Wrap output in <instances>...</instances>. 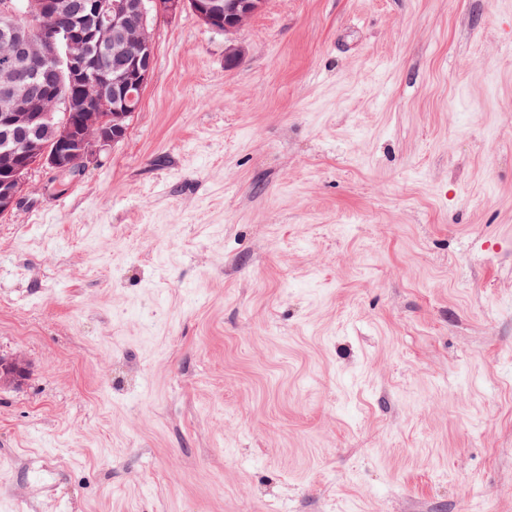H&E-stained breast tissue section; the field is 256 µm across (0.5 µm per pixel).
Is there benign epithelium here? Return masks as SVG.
<instances>
[{
	"instance_id": "obj_1",
	"label": "benign epithelium",
	"mask_w": 512,
	"mask_h": 512,
	"mask_svg": "<svg viewBox=\"0 0 512 512\" xmlns=\"http://www.w3.org/2000/svg\"><path fill=\"white\" fill-rule=\"evenodd\" d=\"M264 0H87L79 17L33 30L19 20L14 6L0 9V24L11 32V53L0 63V213L11 211L25 191L26 176L37 167L59 175H74L98 161L102 152L123 141L129 119L137 111L154 63L152 20L160 13L191 9L210 29L237 32ZM57 0H28L23 15L55 18ZM93 45L112 49L117 64L101 69ZM52 71L68 85V107L56 123L53 142L18 134L37 131L52 120L45 100L57 88L45 85L33 93L34 67ZM19 385L25 379L24 360L1 361Z\"/></svg>"
}]
</instances>
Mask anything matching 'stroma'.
<instances>
[{"label": "stroma", "instance_id": "obj_1", "mask_svg": "<svg viewBox=\"0 0 512 512\" xmlns=\"http://www.w3.org/2000/svg\"><path fill=\"white\" fill-rule=\"evenodd\" d=\"M153 25L0 215V512H512V0Z\"/></svg>", "mask_w": 512, "mask_h": 512}]
</instances>
